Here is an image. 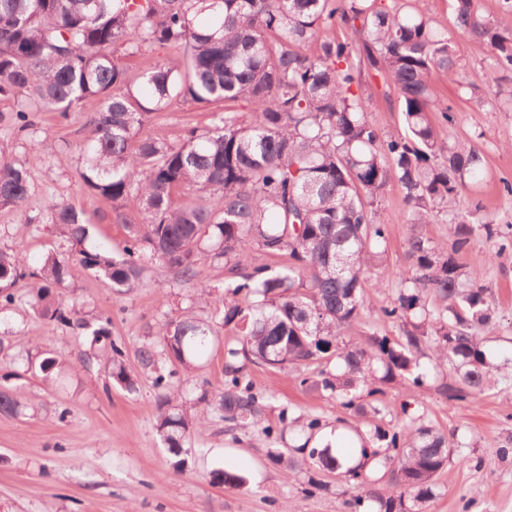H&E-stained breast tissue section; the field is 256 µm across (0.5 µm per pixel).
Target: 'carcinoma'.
<instances>
[{"mask_svg": "<svg viewBox=\"0 0 512 512\" xmlns=\"http://www.w3.org/2000/svg\"><path fill=\"white\" fill-rule=\"evenodd\" d=\"M452 2L459 33L488 52L500 79H511L512 27L483 13L480 0ZM166 46L177 57L146 58L134 80L115 58ZM460 69L447 27L420 0H0V95L16 102L0 120L27 132L39 112L64 117L97 100L79 178L112 202L115 222L128 230L121 252L92 249L91 218L52 205L68 258L51 253L30 270L18 253L0 250V310L27 279L36 317L91 335L95 344L110 335L111 318L82 315L51 295L66 287L70 262L124 293L154 258L186 279L198 277L206 251L227 268L218 302L235 333L224 343V421L246 428L270 406L272 396L245 380L248 365L304 367L306 389L336 399L358 422V444L311 448L320 419L284 410L282 429L299 428L304 441L270 451L271 461L307 475L312 487L319 482L310 466L334 473L355 489L346 501L354 509L425 512L440 495L453 444L414 419L383 427L389 408L377 396L399 379L423 388L445 367L449 377L437 390L446 399L483 394L498 369L484 344L497 311L482 263L460 259L476 235L493 243L496 257L512 249V224H497L479 202L456 207L481 179L484 153L471 140L442 136L443 125L455 124L454 109L435 99L431 78L446 72L461 95L476 97ZM368 77L396 92L401 131L386 135L368 119ZM180 101L210 108L212 125L187 128L176 142L148 135L155 115ZM392 183L403 192L411 227L402 273L389 270L387 229L378 220ZM29 191L28 169L0 150V208L21 207ZM132 197L145 213L142 224L125 223ZM439 217L450 225L449 246L419 230ZM251 247L288 262L243 268L239 256ZM388 278L397 281L395 300L382 314L399 336L345 341L363 319L367 290ZM217 341L210 322L191 316L166 325L162 349L146 344L137 357L145 368L167 357L190 373ZM97 357L122 388L136 391L124 346L109 341ZM175 374L154 378L163 391L155 428L177 455L198 421L168 393ZM19 408V393L1 386L0 414ZM369 461L391 472L389 487L368 479ZM213 480L246 484L231 471Z\"/></svg>", "mask_w": 512, "mask_h": 512, "instance_id": "1", "label": "carcinoma"}]
</instances>
